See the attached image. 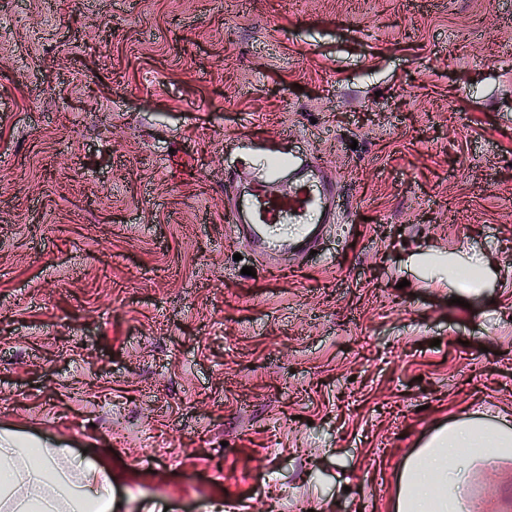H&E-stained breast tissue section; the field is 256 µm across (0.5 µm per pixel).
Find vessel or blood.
<instances>
[{
    "mask_svg": "<svg viewBox=\"0 0 512 512\" xmlns=\"http://www.w3.org/2000/svg\"><path fill=\"white\" fill-rule=\"evenodd\" d=\"M292 187L282 191V179ZM233 182L245 185L242 202L230 205L229 222L238 239L268 260L291 254L306 257L318 249L340 209L335 178L315 159L305 164L268 157L262 163L238 162Z\"/></svg>",
    "mask_w": 512,
    "mask_h": 512,
    "instance_id": "b4317fda",
    "label": "vessel or blood"
}]
</instances>
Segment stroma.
Returning a JSON list of instances; mask_svg holds the SVG:
<instances>
[{
    "label": "stroma",
    "mask_w": 512,
    "mask_h": 512,
    "mask_svg": "<svg viewBox=\"0 0 512 512\" xmlns=\"http://www.w3.org/2000/svg\"><path fill=\"white\" fill-rule=\"evenodd\" d=\"M234 145L339 180L318 253L237 239ZM502 419L512 0H0V435L113 512H393L436 425Z\"/></svg>",
    "instance_id": "35a3bbf8"
}]
</instances>
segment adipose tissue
Wrapping results in <instances>:
<instances>
[{
    "label": "adipose tissue",
    "mask_w": 512,
    "mask_h": 512,
    "mask_svg": "<svg viewBox=\"0 0 512 512\" xmlns=\"http://www.w3.org/2000/svg\"><path fill=\"white\" fill-rule=\"evenodd\" d=\"M509 460L511 431L442 427L406 462L395 512H469L473 477ZM0 512H112V474L70 449L2 435Z\"/></svg>",
    "instance_id": "ef3b65f1"
}]
</instances>
